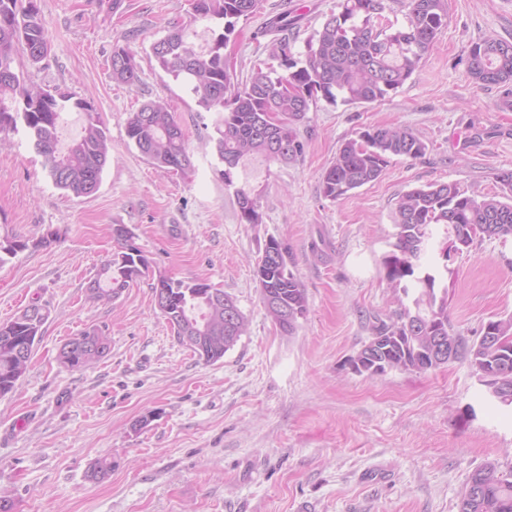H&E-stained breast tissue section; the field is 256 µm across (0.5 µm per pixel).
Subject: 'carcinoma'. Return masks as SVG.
I'll return each instance as SVG.
<instances>
[{"mask_svg": "<svg viewBox=\"0 0 512 512\" xmlns=\"http://www.w3.org/2000/svg\"><path fill=\"white\" fill-rule=\"evenodd\" d=\"M405 24L399 28L384 21L385 0H338L336 11L307 43L305 62L290 54L288 39L272 46L269 57L280 60L286 73L268 64L253 67L245 82L237 80L224 56V48L238 22L258 9L260 0H191L195 17L223 21L222 31L213 32L209 42L197 46L182 28L173 26L151 45L156 66L184 83L205 111L221 114L215 147L224 163V181L232 183L234 171L255 158L290 162L303 154L297 125L302 122L317 96L334 103L382 101L397 91L418 70L432 51L441 28L448 24L445 0H400ZM50 46L47 25L31 0H0V68L13 77L0 79V135L19 129L28 134L42 158L53 184L73 195L89 196L100 185L108 160V130L99 113L84 99L57 89L51 91L24 83L15 72L18 54L32 65L40 63L37 46ZM135 55L126 47L112 49V79L135 86L138 67L129 63ZM466 69L482 86L502 89L499 106L512 107V42L485 38L473 43L466 53ZM72 107L86 113L79 139L66 149L59 147L61 112ZM126 136L152 165L174 173L191 167L182 129L169 108L146 103L131 113ZM426 151L422 139L406 128L376 126L345 141L331 165L321 176L324 197L333 201L377 181L393 156L418 158ZM505 195L477 198L455 183H434L414 188L398 201L394 241L383 257L385 277L394 288H413V307L403 308L388 319L374 318L370 335L383 336L388 349L384 358L389 368L428 371L433 366L422 355L435 337L457 344L456 358L464 359L474 374L491 372L495 394L491 402L512 405V316L487 321L492 339L465 343L448 325V287L440 286L439 274L430 268L434 248L432 228L446 226L456 247H468L477 238L512 239V171L497 175ZM119 252L102 268L105 279L88 286V299L109 302L133 279L148 269V261L132 237L113 236ZM59 240L57 233L31 240L19 235L0 239V263L29 248L47 247ZM264 251L280 255V261L264 267L256 276L259 287L272 292L281 308L295 314L283 323L275 312L268 315L288 334L307 312V294L300 279L288 268V246L271 237ZM153 294L165 300L162 315L180 342L207 363L224 357L246 329V318L236 300L223 290L198 281L161 278ZM48 314L30 323L20 314L0 323V397L11 393L26 374L32 352L19 357L22 344L30 349L40 337ZM96 326L85 328L71 339L75 347L61 346L58 359L73 370L86 369L105 354L85 352ZM458 512H512V466L503 469L488 461L468 476Z\"/></svg>", "mask_w": 512, "mask_h": 512, "instance_id": "obj_1", "label": "carcinoma"}]
</instances>
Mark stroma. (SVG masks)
<instances>
[{
	"mask_svg": "<svg viewBox=\"0 0 512 512\" xmlns=\"http://www.w3.org/2000/svg\"><path fill=\"white\" fill-rule=\"evenodd\" d=\"M337 0H261L224 54L238 81L266 59L268 20L297 17L288 43L307 42ZM448 24L411 79L381 102L317 99L298 127L296 161L224 165L213 138L219 115L156 68L151 45L170 26L200 34L190 0H39L52 50L19 59L26 82L90 102L111 151L98 190L57 188L26 132L0 142V236L61 239L0 265V322L31 304L48 312L30 367L0 398V495L14 512H458L469 474L488 460L512 465V405L489 402L464 360L427 372L368 376L347 361L403 294L382 266L399 197L435 182L497 195L512 170V109L500 90L469 77L464 57L487 37L512 41V0H445ZM128 47L140 82L112 78L114 46ZM165 103L185 133L192 167L165 173L128 140L142 103ZM407 128L423 157L392 158L381 177L343 199L321 192L340 145L372 126ZM260 191L263 221L239 220L234 184ZM125 225L148 269L111 304L86 298ZM308 299L287 334L267 315L255 266L269 238ZM448 264V321L465 342L492 318L512 315V240L482 239ZM206 282L236 298L247 329L218 361L179 343L154 303L159 278ZM106 328L111 348L95 367L60 365L61 345L85 327ZM111 457L109 475L88 472Z\"/></svg>",
	"mask_w": 512,
	"mask_h": 512,
	"instance_id": "35a3bbf8",
	"label": "stroma"
}]
</instances>
